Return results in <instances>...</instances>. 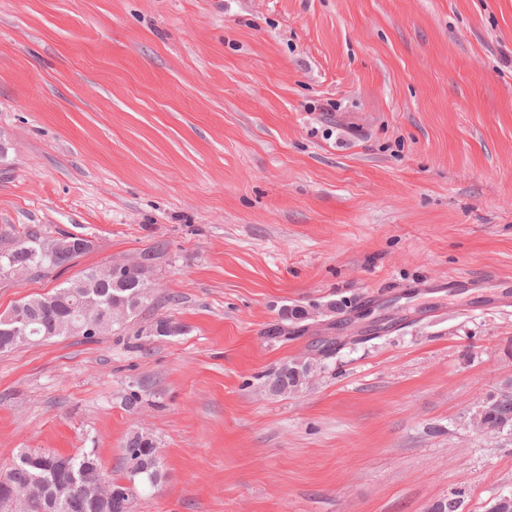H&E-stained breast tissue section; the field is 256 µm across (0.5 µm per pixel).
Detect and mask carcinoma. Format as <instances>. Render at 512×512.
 Returning a JSON list of instances; mask_svg holds the SVG:
<instances>
[{
  "mask_svg": "<svg viewBox=\"0 0 512 512\" xmlns=\"http://www.w3.org/2000/svg\"><path fill=\"white\" fill-rule=\"evenodd\" d=\"M23 240L21 248L10 257L0 260L4 265L25 266L36 270L35 278H43L52 272L65 268L76 259L87 253V250H58L54 253L40 252V243L46 240L42 229L29 227L18 235ZM164 245L156 244L141 254L142 264L135 271V278L149 282L156 266V261L163 255ZM101 270L99 266L88 267L80 271L75 278L65 282V285L52 294L30 297L22 302L28 313V322L23 336L16 339L7 338L0 334V351L13 349L28 340L49 341L55 337L69 336L71 331L67 328H58L59 315L57 309L69 308L76 302V295L88 297L80 283L90 277L96 276ZM97 303L107 306L119 302L125 304L126 315L116 316L112 321L120 325L130 316L136 314L148 300V289L136 286H112L107 282L99 289L95 296ZM313 364L300 368L297 374H288L287 384L280 388V392L288 393L301 387L311 377ZM473 416L482 419L487 427L494 428V432L512 436V384H505L496 392L490 394L477 409L472 411ZM45 460L60 457L58 453L23 452L18 460L8 468L12 491L29 498L32 512H44L42 505L53 500L51 512H133L136 500L135 480L141 479L149 486L159 485L165 477L161 454L153 440L141 433L131 434L125 443L124 464L128 483L112 477L104 470L95 451L70 455V469L75 475L76 483L70 484L68 475L63 474L59 480L39 487L31 479L32 469L27 459L30 457ZM110 483L116 492L107 500L97 498L99 486ZM463 496L453 493L448 497L435 501L428 512H462Z\"/></svg>",
  "mask_w": 512,
  "mask_h": 512,
  "instance_id": "obj_1",
  "label": "carcinoma"
}]
</instances>
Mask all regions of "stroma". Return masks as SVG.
<instances>
[{
	"mask_svg": "<svg viewBox=\"0 0 512 512\" xmlns=\"http://www.w3.org/2000/svg\"><path fill=\"white\" fill-rule=\"evenodd\" d=\"M0 138V230L93 244L0 310L166 246L123 328L0 352V471L119 477L140 431L166 478L135 512L512 494L468 424L512 379V0H0ZM372 299L396 328L268 391Z\"/></svg>",
	"mask_w": 512,
	"mask_h": 512,
	"instance_id": "stroma-1",
	"label": "stroma"
}]
</instances>
